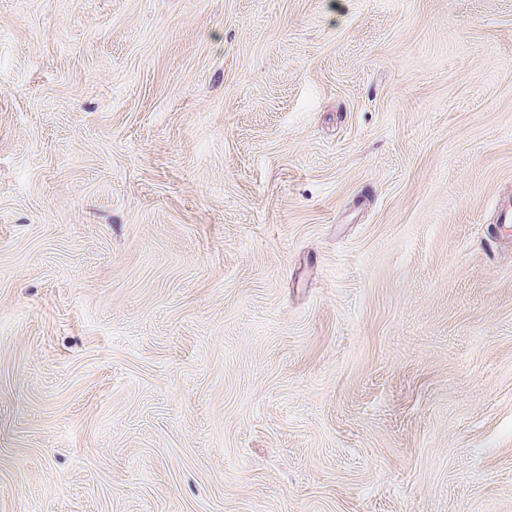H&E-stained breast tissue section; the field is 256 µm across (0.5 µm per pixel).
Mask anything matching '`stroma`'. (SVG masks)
I'll return each mask as SVG.
<instances>
[{
    "label": "stroma",
    "mask_w": 512,
    "mask_h": 512,
    "mask_svg": "<svg viewBox=\"0 0 512 512\" xmlns=\"http://www.w3.org/2000/svg\"><path fill=\"white\" fill-rule=\"evenodd\" d=\"M512 0H0V512H512Z\"/></svg>",
    "instance_id": "35a3bbf8"
}]
</instances>
